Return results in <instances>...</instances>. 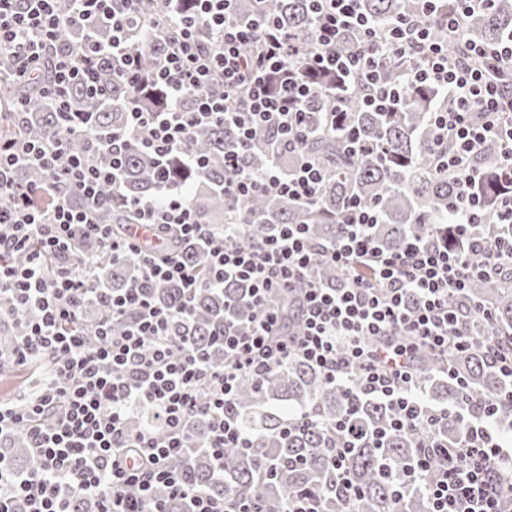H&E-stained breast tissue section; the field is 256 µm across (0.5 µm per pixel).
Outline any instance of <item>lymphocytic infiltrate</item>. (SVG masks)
Wrapping results in <instances>:
<instances>
[{
	"mask_svg": "<svg viewBox=\"0 0 512 512\" xmlns=\"http://www.w3.org/2000/svg\"><path fill=\"white\" fill-rule=\"evenodd\" d=\"M58 0H0V63L15 82L38 85L57 106L58 125L48 137L0 139V300L25 321L22 336L0 348V372L28 365L47 366L39 391L18 405L0 400V441L22 434L31 463L23 470L0 452V512H74L75 498L94 500L97 512H164L153 502L155 487L188 500L190 512H324L316 489L289 492L283 506L256 497L210 496L191 487L169 462L189 446L193 419L207 416V452L223 461L224 451L252 450L253 438L239 423L234 399L241 381L261 384L274 371L301 360L341 388L349 401L376 399L387 405L394 430L418 437L423 452L414 466L388 471L396 495L423 494L427 512H502L507 491L499 472L512 465L497 414L512 403V388L484 399L479 411L463 406L435 408L423 396L413 362L430 350L448 356L472 348L473 334L448 308L449 295L476 276L512 272V240L476 238L483 208L474 187V160L483 145L498 141L512 173V88L497 72L512 65V38L493 47L473 45L482 67L449 59L438 28L458 32L475 9L494 0H456L448 16L436 13V0H422V11L380 29L361 9V0H312L316 51L298 56L279 24L263 12L249 21L233 16L235 0H192L186 13L159 8L148 28L166 35L164 62L142 75L140 53L128 37L140 0H70L68 15ZM112 30L96 37L98 24ZM70 26L83 33L80 44L62 49L56 34ZM208 41H201V33ZM359 41L353 53L337 51L347 33ZM397 55L412 63L407 78L417 86L444 90L451 108L434 112L432 124L438 169L457 175L450 208L459 247L409 237L397 252L381 251L371 235L381 214L376 206L345 202L336 216L342 231L323 246L322 256L342 273L339 286L307 280L311 247L307 227L282 224L249 244L238 238L243 222L229 219L223 234L198 223L187 205L189 188L161 177L154 195L135 204L136 221L120 236L100 222V185L111 182L121 200V172L131 149L159 157L179 154L187 169L200 167L191 149L193 132L223 123L233 134L224 148V196L237 199L276 193L317 207L325 182L322 164L303 150L310 135L308 109L320 98L317 74L342 81L362 78L369 86L365 108L395 112L404 91L384 81L379 66ZM53 62L49 81L39 79L44 59ZM111 61L134 90L159 93L165 107L154 112L132 107L130 132L113 133L105 149L91 155L71 149V131L89 127L91 116L71 95L74 86L100 94L99 65ZM278 134L282 150L296 167L271 163L255 173L243 163L259 136ZM30 164L44 183H15L16 166ZM54 193L53 208L39 203ZM83 207H74L71 196ZM207 247L210 274L201 277L168 241L169 231ZM99 238L113 257L136 263L139 278L115 294L100 287L99 257L80 244ZM29 260L16 265L15 256ZM56 265H48V258ZM180 282L186 295L162 308L148 290ZM242 281L255 314L249 324L224 326V358L213 362L183 337L193 296L200 288H222ZM297 295L300 333L285 332L280 298ZM107 310V319L85 317L89 298ZM124 330L111 334L112 321ZM135 411L148 413L155 427L128 435ZM456 421L464 432L454 448L438 438L442 423Z\"/></svg>",
	"mask_w": 512,
	"mask_h": 512,
	"instance_id": "1",
	"label": "lymphocytic infiltrate"
}]
</instances>
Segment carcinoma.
<instances>
[{
	"instance_id": "carcinoma-1",
	"label": "carcinoma",
	"mask_w": 512,
	"mask_h": 512,
	"mask_svg": "<svg viewBox=\"0 0 512 512\" xmlns=\"http://www.w3.org/2000/svg\"><path fill=\"white\" fill-rule=\"evenodd\" d=\"M165 4L173 12L182 7L180 0L169 4L163 0H141L139 15H152ZM361 7L369 19L387 25L399 17L418 15L421 4L419 0H362ZM262 8L279 20L301 53L315 47L309 0H265ZM509 37L512 38V0H495L491 8L477 10L467 18L463 35L448 41V52L478 65L481 60L468 54L469 45L491 47ZM130 40L141 52L143 73L149 74L162 59L164 39L138 22L132 25ZM103 72L105 96L86 99L75 95L77 104L92 113L90 131H78L71 136L72 149L77 153L86 152L100 139L127 126V103L133 89L125 80L112 78L109 66H104ZM381 73L385 80L404 87L405 103L397 112L367 111L362 99L369 88L359 79L343 86H329L310 108L318 130L305 142V150L320 159L326 170V183L316 210L268 193L228 202L223 186L224 144L230 138L229 131L221 126L198 131L191 148L204 157V167L187 171L175 158L168 163L174 178L192 187L189 205L198 222L213 224L220 230L225 216L233 213L250 223L251 239L266 234L276 224H306L309 239L322 245L336 239L340 225L334 223L335 215L353 195L381 211L383 223L375 225L373 234L387 251H399L411 234L454 245L448 227L453 213L448 204L457 182L454 176L436 170L432 127V113L448 108L450 100L439 89L409 85L406 62L392 59L382 65ZM0 83L6 89L0 99V138L44 137L57 129L56 110L38 90L12 84L6 68L0 70ZM339 99L343 106L336 110V128L331 129L325 126L322 113L335 110ZM352 133L367 146L382 145L384 152L349 151L348 138ZM277 141L273 134L262 139L247 155L245 164L256 172L263 171L275 158ZM476 166L481 175L477 192L483 199L484 216L483 223L473 226L472 235L493 233L507 239L512 236V225L494 223L492 213L498 184L506 179L497 143L492 141L484 147ZM122 177V190L127 198L152 195L158 182L153 158L132 150L123 165ZM15 178L18 184L27 185L42 182L44 174L26 167L18 169ZM135 220L133 209L116 206L106 208L101 223L117 233L122 225ZM180 251L201 277L209 275L206 253L199 246L183 240ZM136 273L132 263L114 261L107 254L102 258L99 280L119 293ZM311 274L329 287L341 281L336 268L324 263L319 252L312 254ZM183 296V288L175 282L151 289L154 303L164 308L178 305ZM480 303L494 310L493 325H483L475 317V308ZM192 305L183 334L194 348L216 361L222 356L218 340L224 332V319L231 317L245 325L253 313L248 288L242 283H233L222 291L201 288ZM448 307L480 334V341L493 342L512 352V277L476 279L463 293L449 296ZM23 331L21 321L5 320V324H0V345L11 346ZM417 375L425 385L428 402L454 405L467 394L473 411L477 400L508 387V380L488 363L479 344L447 359L438 354H423L417 362ZM235 407L241 425L254 437L255 446L260 448L259 456L267 458L269 467L259 472L256 456L239 448L224 449V464L217 467L202 448L210 424L209 418L201 416L189 427L190 448L171 462L190 486L218 498L229 493L258 495L267 503L284 500L293 489L315 487L324 500L325 512H344L345 496L330 469L331 448L325 433L299 424L284 430L287 420L308 412L329 423L348 419L359 433L346 460V469L361 490L353 505L354 512H424L425 504L417 495L408 494L397 500L392 485L381 474L385 468L415 462L419 454V443L400 431L389 430L381 442L373 443V431L387 427L390 420L384 403L363 400L353 405L315 368L297 361L269 375L261 385L248 380L241 382ZM4 445L3 452L18 469L29 466L30 456L22 436H13Z\"/></svg>"
}]
</instances>
